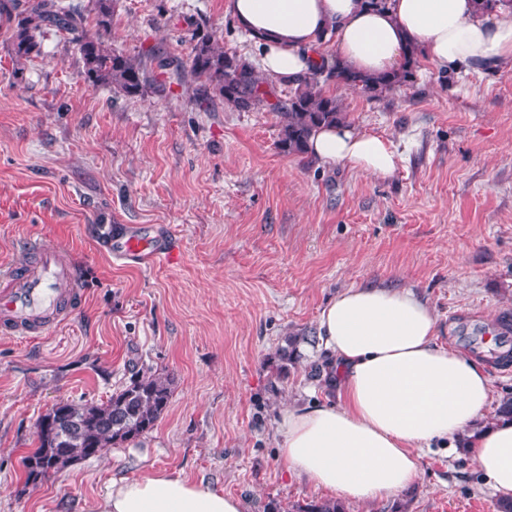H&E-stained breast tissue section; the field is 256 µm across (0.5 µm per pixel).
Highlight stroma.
<instances>
[{
    "mask_svg": "<svg viewBox=\"0 0 512 512\" xmlns=\"http://www.w3.org/2000/svg\"><path fill=\"white\" fill-rule=\"evenodd\" d=\"M226 49L257 50L224 0H119L108 42L186 58L194 24ZM16 61L0 26V270L24 238L67 253L84 300L35 336L0 335V512H95L113 479L165 470L241 497L323 498L277 456L275 421L334 397L318 317L344 289L409 288L463 353L476 328L512 324V69L460 74L421 63L413 85L371 100L333 82L357 129L402 153L385 179L283 154L270 112L201 103L193 83L130 98L89 86L69 35L48 30ZM166 237L174 264L116 265L97 248L113 223ZM298 336L278 377L273 356ZM174 379L170 404L137 442L29 485L21 460L61 399L106 400L129 363ZM497 512L464 451L423 453L413 486L347 512Z\"/></svg>",
    "mask_w": 512,
    "mask_h": 512,
    "instance_id": "35a3bbf8",
    "label": "stroma"
}]
</instances>
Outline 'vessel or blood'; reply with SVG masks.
I'll return each instance as SVG.
<instances>
[{"label":"vessel or blood","mask_w":512,"mask_h":512,"mask_svg":"<svg viewBox=\"0 0 512 512\" xmlns=\"http://www.w3.org/2000/svg\"><path fill=\"white\" fill-rule=\"evenodd\" d=\"M101 246L113 257L137 263L177 260L168 240L146 236L135 224L103 235ZM24 250L23 261L0 272V333L5 335L41 332L83 299L77 270L65 253L34 242L25 243Z\"/></svg>","instance_id":"vessel-or-blood-1"}]
</instances>
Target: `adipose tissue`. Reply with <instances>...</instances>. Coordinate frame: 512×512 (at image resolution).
<instances>
[{
    "label": "adipose tissue",
    "mask_w": 512,
    "mask_h": 512,
    "mask_svg": "<svg viewBox=\"0 0 512 512\" xmlns=\"http://www.w3.org/2000/svg\"><path fill=\"white\" fill-rule=\"evenodd\" d=\"M224 9L258 48L263 72L285 80L327 52L362 76L398 72L407 44L444 70L512 68V8L477 13L473 0H225ZM320 164L392 175V140L346 124L316 129ZM437 318L408 288L357 286L321 311L333 402L284 410L278 455L315 488L347 499H382L408 487L419 453L464 446L493 496L512 501V420L482 425L491 379L475 359L439 346ZM97 512H244L241 498L179 474L156 471L113 481Z\"/></svg>",
    "instance_id": "adipose-tissue-1"
}]
</instances>
